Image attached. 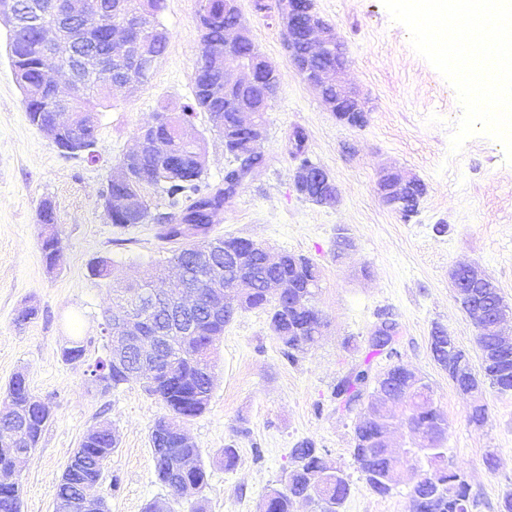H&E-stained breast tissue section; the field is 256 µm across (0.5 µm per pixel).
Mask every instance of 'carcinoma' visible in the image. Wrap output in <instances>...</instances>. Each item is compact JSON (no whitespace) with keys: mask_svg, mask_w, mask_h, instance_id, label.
<instances>
[{"mask_svg":"<svg viewBox=\"0 0 512 512\" xmlns=\"http://www.w3.org/2000/svg\"><path fill=\"white\" fill-rule=\"evenodd\" d=\"M65 0H31L41 6V16L45 23H53L63 36H70V28L60 21V10ZM205 15L200 27L201 42L204 45L197 62L193 100L197 108L213 116L222 115L223 123L215 126L224 138V147L232 157L249 155L252 162L264 163V153L253 152L256 134L253 130L240 125L237 114L240 107L266 110L271 102L262 98V89L251 85L238 87L234 100L217 96L214 88L224 87L225 66L229 59L239 60L250 54L251 45L241 44L226 47L224 27L232 24V17L224 15V0H197V15ZM11 66L15 67L14 76L22 79L18 87L23 95V104L28 121L37 127L52 120L49 108V92H31L29 88L38 87L37 72L43 64L41 42L37 31L23 28L13 31L9 36ZM83 47L94 50L112 59V78L95 71L86 75L88 93L81 98L82 105L90 116L88 125L79 131H68L65 140L74 137L84 139L94 145L98 139L97 107L112 102V84L124 83L129 75H135L136 81L145 83L149 74L133 67L127 62L110 40L109 27L90 34ZM346 64L342 52H329L315 57L309 63V69L320 70ZM191 113H170L164 110L154 113L152 135L170 137V150L166 154L157 152L148 143L135 155L125 156L120 165L130 171V177L122 181H112L105 191L107 197H131L137 200L132 210L114 209L108 213L112 223L118 226L133 224H169L177 221L183 214H189V221L203 226L204 237L182 238V246L174 250L166 263L181 264L189 273L190 281H195L196 264L193 257L201 249H209L212 258L224 260L236 258L237 263L230 264L227 275L238 276L251 285L242 305L246 309L261 308L268 311L269 326L283 346V354L290 360L296 359L306 341L314 340L319 322V310L315 306L316 290L320 288V272L309 259L303 258L294 265V258L285 252L280 263L270 269L266 263L265 252L244 238L229 237L209 240L214 216L224 210L229 190L239 184L241 170L234 164L227 169L224 180L218 185L208 183L204 170L196 168L193 154L202 144L184 142L178 139L179 130L188 126ZM288 153L299 163L309 162L305 153V135L299 129L293 130L288 138ZM152 188L168 199L169 211L154 214L146 199V190ZM59 236L46 234L41 238V252L46 265L56 261L60 251ZM286 279L293 284L288 295L275 298L264 288L268 277ZM470 295L459 301L460 307L470 318L478 312L492 310L504 303L494 283L482 288L478 285L469 289ZM196 332L193 336H184L176 340L177 357L167 369L152 376L139 377L127 364L111 365V384L114 388L131 381H142L145 391L160 400L168 409L169 415L158 419L151 428L150 443L154 461L156 479L165 487L185 498L200 491L206 484V472L201 460L200 450L186 441L182 422L202 414L208 405L213 387L212 348L214 339L224 333V327L231 317L223 312L211 314L201 308L196 316ZM476 343L481 354L482 373L473 372L466 354L453 345L447 350L438 347L436 339H431V352L434 359L448 371V378L455 388L463 393L478 390L484 383L502 395H512V348H503L490 328L478 331ZM408 370L394 364L383 373L371 376L369 369L360 368L351 372L336 385V396L343 394L361 398L368 383L375 381L380 386L403 388ZM16 409L26 416L25 447L36 448L42 432L50 417V411L40 404L30 392L24 375H16L6 390V396L0 403V413ZM403 421L409 430L418 427L436 434V443H441L448 433L445 416L439 410H432L414 401L411 409L403 413ZM110 428L100 425L88 431L81 448L68 462L56 490L59 499H74L78 487L92 486L102 479L106 461L118 445L114 434H108ZM375 426L359 427L355 431L354 461L365 477L366 483L379 495L391 492L384 478L387 472L401 465L399 461H389L380 450L374 447ZM293 469L286 473L288 486L271 490L266 497L268 512H293V503L303 499L313 505L318 498L308 493L307 473L313 469L326 467L320 449L313 443L305 442L292 449ZM351 491L348 479L336 482L335 474H328L324 489L322 512H338ZM20 497L15 487L0 488V512H14V501ZM415 512H472L476 496L469 484L461 477L454 466L447 465L433 478L423 479L412 486Z\"/></svg>","mask_w":512,"mask_h":512,"instance_id":"obj_1","label":"carcinoma"}]
</instances>
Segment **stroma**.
<instances>
[{"label": "stroma", "instance_id": "stroma-1", "mask_svg": "<svg viewBox=\"0 0 512 512\" xmlns=\"http://www.w3.org/2000/svg\"><path fill=\"white\" fill-rule=\"evenodd\" d=\"M160 21L167 49L147 83L112 94L99 115L98 162L63 156L26 119L23 97L8 55V31L0 25V393L24 374L33 395L51 411L39 443L20 465L21 512H55V493L74 451L88 431L107 425L118 439L94 489L108 512H145L148 503L170 498L154 473L150 431L166 409L142 383L101 391L88 367L106 357V314L115 288L157 281L173 246L153 224H112L103 192L121 159L137 144L141 127L158 106L180 112L192 102L201 53L196 0H166ZM346 49V81L359 93L364 126L338 121L320 94L288 61L285 29L277 11L256 12L240 0L241 14L262 54L281 74L278 95L265 114L266 161L224 206L210 231L264 244L271 255L289 252L321 271L315 304L326 325L296 360L281 344L261 309L239 311L214 344V385L207 410L184 423L199 448L207 481L195 501L174 512H260L265 496L293 466L292 448L313 442L328 464L349 478L343 512H414L412 482L387 495L373 492L352 456L362 409L336 408L333 391L354 369L382 372L386 356L371 352L369 338L382 314L397 327L404 367L425 376L435 404L448 420L446 455L476 494L472 512H500L512 492V395L484 388L487 421L470 423V396L460 393L434 359V328H444L479 367L477 328L460 309L448 278L459 265L476 264L512 304V163L497 141L469 138L450 153V133L462 110L453 88L408 43V32L391 21L381 0H314ZM193 128L205 143V175L218 184L230 165L224 139L206 113ZM306 136V155L327 170L338 199L315 204L295 190L296 160L285 144L294 129ZM389 168L420 179L426 192L411 221L381 199L378 182ZM51 201L61 251L47 268L40 249L42 201ZM347 229L354 248L340 253L337 228ZM110 279L90 276L99 259ZM37 315L17 324L21 310ZM83 342L82 362L68 363L62 350ZM233 445L234 469L221 451Z\"/></svg>", "mask_w": 512, "mask_h": 512}]
</instances>
